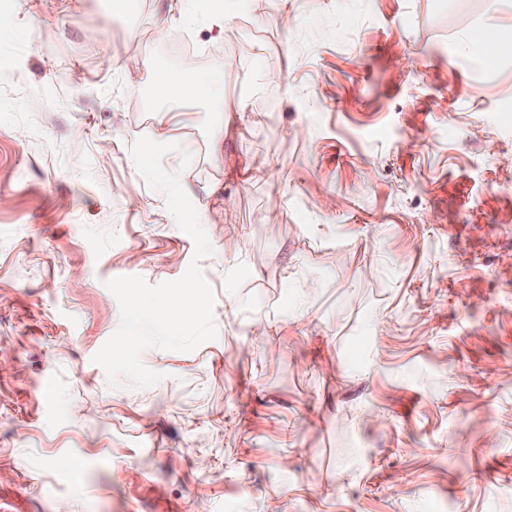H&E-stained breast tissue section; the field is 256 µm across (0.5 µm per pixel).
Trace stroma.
<instances>
[{
  "label": "stroma",
  "instance_id": "35a3bbf8",
  "mask_svg": "<svg viewBox=\"0 0 512 512\" xmlns=\"http://www.w3.org/2000/svg\"><path fill=\"white\" fill-rule=\"evenodd\" d=\"M224 2L0 14V512H512V55L460 49L512 9ZM144 135L191 156L217 336L113 387L107 281L194 254ZM149 70L153 74L154 94L175 107L190 103L199 92L195 75L171 72L160 63L150 61Z\"/></svg>",
  "mask_w": 512,
  "mask_h": 512
}]
</instances>
